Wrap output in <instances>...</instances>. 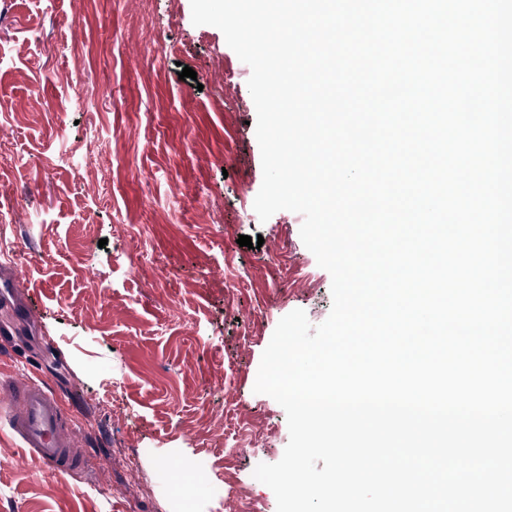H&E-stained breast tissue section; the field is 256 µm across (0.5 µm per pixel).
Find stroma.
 <instances>
[{"label": "stroma", "mask_w": 512, "mask_h": 512, "mask_svg": "<svg viewBox=\"0 0 512 512\" xmlns=\"http://www.w3.org/2000/svg\"><path fill=\"white\" fill-rule=\"evenodd\" d=\"M0 53V269L30 313L0 310V395L39 378L84 458L53 476L0 429V512H164L198 454L182 512H276L253 471L287 417L253 387L283 316L326 320L332 279L302 215L254 210L250 67L190 0H0Z\"/></svg>", "instance_id": "1"}]
</instances>
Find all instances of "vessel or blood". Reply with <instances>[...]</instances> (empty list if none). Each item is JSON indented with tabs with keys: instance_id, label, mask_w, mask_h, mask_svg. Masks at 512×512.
<instances>
[{
	"instance_id": "b4317fda",
	"label": "vessel or blood",
	"mask_w": 512,
	"mask_h": 512,
	"mask_svg": "<svg viewBox=\"0 0 512 512\" xmlns=\"http://www.w3.org/2000/svg\"><path fill=\"white\" fill-rule=\"evenodd\" d=\"M8 426L25 448L38 456L48 472L63 476L81 464V455L60 400L33 378L9 389Z\"/></svg>"
}]
</instances>
